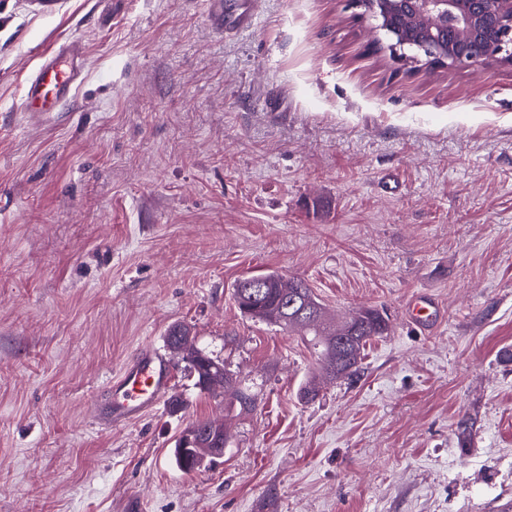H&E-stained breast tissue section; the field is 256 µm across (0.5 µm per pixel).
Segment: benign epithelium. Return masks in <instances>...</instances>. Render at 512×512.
Returning a JSON list of instances; mask_svg holds the SVG:
<instances>
[{
	"label": "benign epithelium",
	"mask_w": 512,
	"mask_h": 512,
	"mask_svg": "<svg viewBox=\"0 0 512 512\" xmlns=\"http://www.w3.org/2000/svg\"><path fill=\"white\" fill-rule=\"evenodd\" d=\"M388 36L390 52L455 69L512 63V0H351Z\"/></svg>",
	"instance_id": "benign-epithelium-1"
}]
</instances>
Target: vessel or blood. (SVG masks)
Here are the masks:
<instances>
[{"label":"vessel or blood","mask_w":512,"mask_h":512,"mask_svg":"<svg viewBox=\"0 0 512 512\" xmlns=\"http://www.w3.org/2000/svg\"><path fill=\"white\" fill-rule=\"evenodd\" d=\"M85 63L83 43L72 40L45 54L29 76L22 97V115L32 121L59 113L72 100ZM438 305L428 298L408 305L412 324L434 322ZM172 382L169 360L145 345L108 384L107 398L94 401L91 416L97 422L119 425L138 420L164 399Z\"/></svg>","instance_id":"vessel-or-blood-1"}]
</instances>
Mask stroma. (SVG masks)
Masks as SVG:
<instances>
[{
	"instance_id": "stroma-1",
	"label": "stroma",
	"mask_w": 512,
	"mask_h": 512,
	"mask_svg": "<svg viewBox=\"0 0 512 512\" xmlns=\"http://www.w3.org/2000/svg\"><path fill=\"white\" fill-rule=\"evenodd\" d=\"M63 113L20 114L67 40ZM298 275L344 321L383 309L358 375L238 309L245 276ZM426 295L441 321L405 306ZM256 404L170 396L124 425L91 400L172 325ZM512 65L393 57L348 0H262L225 39L204 0H0V512H499L512 503ZM474 436L462 447L461 416ZM217 464L176 469L192 421ZM84 63L85 46L76 40L45 54L27 80L21 104L23 117L40 121L49 113L61 114L81 82Z\"/></svg>"
}]
</instances>
